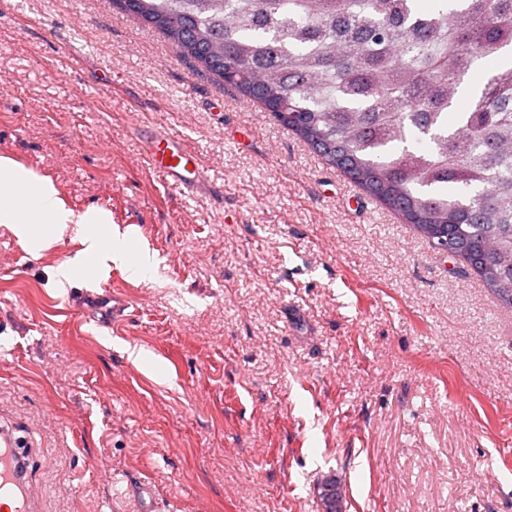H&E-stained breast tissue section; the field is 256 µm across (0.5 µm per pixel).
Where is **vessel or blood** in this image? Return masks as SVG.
<instances>
[{"label": "vessel or blood", "instance_id": "obj_1", "mask_svg": "<svg viewBox=\"0 0 512 512\" xmlns=\"http://www.w3.org/2000/svg\"><path fill=\"white\" fill-rule=\"evenodd\" d=\"M150 168L163 177L173 178L181 188L196 190L203 178L198 156L184 139L160 128L154 130L144 152ZM106 327L121 325L131 315L128 300L117 295L97 296ZM32 448L11 419L0 417V512H36L38 491L32 477Z\"/></svg>", "mask_w": 512, "mask_h": 512}]
</instances>
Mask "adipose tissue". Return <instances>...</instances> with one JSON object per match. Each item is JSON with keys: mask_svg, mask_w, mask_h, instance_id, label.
<instances>
[{"mask_svg": "<svg viewBox=\"0 0 512 512\" xmlns=\"http://www.w3.org/2000/svg\"><path fill=\"white\" fill-rule=\"evenodd\" d=\"M0 225L37 253L68 239L79 242L74 255L53 270L58 288L79 279L96 282L116 265L134 280L157 274L156 257L134 228L119 229L100 206L74 211L50 177L7 155H0Z\"/></svg>", "mask_w": 512, "mask_h": 512, "instance_id": "adipose-tissue-1", "label": "adipose tissue"}]
</instances>
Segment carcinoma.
Listing matches in <instances>:
<instances>
[{"label":"carcinoma","mask_w":512,"mask_h":512,"mask_svg":"<svg viewBox=\"0 0 512 512\" xmlns=\"http://www.w3.org/2000/svg\"><path fill=\"white\" fill-rule=\"evenodd\" d=\"M512 307V0H128ZM480 76L466 112H448Z\"/></svg>","instance_id":"1"}]
</instances>
